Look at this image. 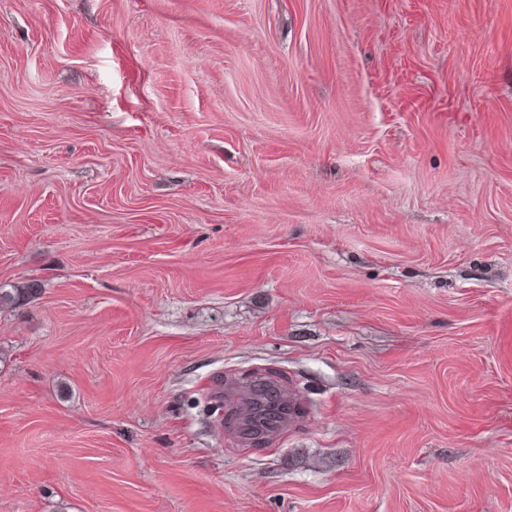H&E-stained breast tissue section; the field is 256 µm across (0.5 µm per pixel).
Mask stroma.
Segmentation results:
<instances>
[{
	"label": "stroma",
	"mask_w": 512,
	"mask_h": 512,
	"mask_svg": "<svg viewBox=\"0 0 512 512\" xmlns=\"http://www.w3.org/2000/svg\"><path fill=\"white\" fill-rule=\"evenodd\" d=\"M32 281L0 512H512V0H0ZM276 394L271 382H256L251 384L233 406L235 409V434L242 440L253 442L255 435H270L281 433L288 427L291 418L289 412L291 401L279 395L280 413L278 416L266 415V398Z\"/></svg>",
	"instance_id": "35a3bbf8"
}]
</instances>
